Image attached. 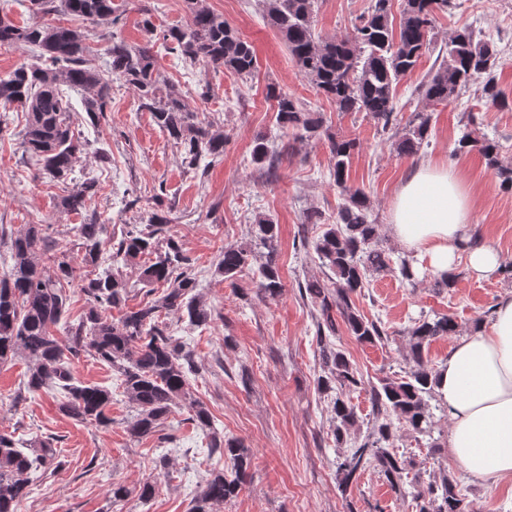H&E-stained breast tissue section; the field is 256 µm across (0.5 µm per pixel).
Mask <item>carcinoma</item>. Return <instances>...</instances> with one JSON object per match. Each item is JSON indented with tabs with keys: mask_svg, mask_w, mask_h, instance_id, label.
<instances>
[{
	"mask_svg": "<svg viewBox=\"0 0 512 512\" xmlns=\"http://www.w3.org/2000/svg\"><path fill=\"white\" fill-rule=\"evenodd\" d=\"M25 1L36 16L32 23L18 25L7 14L0 15V45L22 46L33 55L0 76V107L26 112L21 147L27 163L52 181L73 180L75 164L88 142L80 140L72 127L70 94H83L84 112L91 123H100L111 111L107 72L134 91L140 108L151 113L159 129L182 149L189 168L197 169L202 162L224 155V132L199 119L198 113L187 108L177 86L159 76L161 48L176 53L186 68L223 67L242 77L253 74L251 44L203 0H188L191 17L183 26L158 33L151 18H144L149 38L143 44L131 45L115 33L110 35L105 72L84 30L49 22L45 16L63 13L93 26L112 25L118 20L115 0H14ZM261 2L265 18L281 35L291 61L318 93L331 99L339 112L371 116L382 132L395 138L398 155H418L430 135L432 113L416 111L405 127H399L394 90L435 49L434 12L448 8L449 0H405L397 28L390 21V0H372L352 30L330 37L315 32L317 0ZM440 57L419 87L427 104L448 103L482 77L484 97L501 108L509 106L493 75L499 51L481 31L470 25L456 30L444 41ZM268 96L274 101L279 127L293 130L300 141H327L342 199L336 222L325 225L313 242L321 267L330 274L303 286L313 308L319 348L317 390L330 397L334 442L345 449L336 456L339 488L346 491L365 471L376 469L396 495L409 500L411 512H469L455 479L443 475L426 481L419 473L409 476L412 460L395 446L397 432L403 429L433 452L441 447L434 437V411L444 414L446 409L437 403V371L426 354L432 342L456 336L462 327L448 315L431 318L422 314L412 321L405 332L406 376H385L371 385L372 418L366 431L360 432L349 394L362 385V377L332 338L342 323L360 343L383 342L386 330L360 313L354 296L374 273L396 272L401 281L413 286L419 281V271L409 257L395 259L384 249L370 197L349 184L357 141L337 138L322 116L292 95L271 86ZM458 147L477 151L497 170L501 187L512 190V166L501 163L494 141L465 132ZM251 156L268 172L276 171L279 152L265 137L255 138ZM98 192L97 180L87 177L59 202L62 211L84 217V223L75 228L81 263L98 266L105 250L114 266L146 256L149 264L142 269L140 282L161 288L162 294L114 322L109 312L121 307L127 297V284L119 274L108 269L93 276L78 274L71 250L46 235V224H22L17 229L1 226L0 243L7 242L8 257L0 254V260L8 259L10 264L0 275V365L24 358V392L58 387L65 393L60 412L79 422L106 426L112 423L106 414L112 392L75 381L70 365L82 355L107 364L119 374L123 394L136 406V414L125 424L132 440L158 432L171 408L184 403L192 421L209 431L211 451L231 461L230 471L211 474L194 497L190 512H220L224 502L238 496L248 477V449L238 440L224 438L213 427L208 408L192 397L189 376L198 372L194 353L170 333L165 322V316L173 314L197 327L209 323L212 309L197 292L198 272L178 241L167 234L170 220L162 211L161 195L152 196L147 219L132 225L120 238L108 240L104 238L106 225L98 222L93 209ZM45 254L52 262L50 270L44 265ZM255 265L256 296L276 298L283 288L278 227L267 215L255 218L249 242L224 247L214 275L232 282ZM74 283L86 297L88 308L78 323L66 325L67 339L60 341L53 329L66 318L70 301L66 287ZM53 460L62 465L49 441L35 436L23 449L13 435L0 432V512H16L17 503L28 494L31 473Z\"/></svg>",
	"mask_w": 512,
	"mask_h": 512,
	"instance_id": "cac0c4a2",
	"label": "carcinoma"
}]
</instances>
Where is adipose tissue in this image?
Masks as SVG:
<instances>
[{
  "label": "adipose tissue",
  "mask_w": 512,
  "mask_h": 512,
  "mask_svg": "<svg viewBox=\"0 0 512 512\" xmlns=\"http://www.w3.org/2000/svg\"><path fill=\"white\" fill-rule=\"evenodd\" d=\"M472 194L451 168L416 167L395 192L386 231L434 274L464 264L476 279L505 265L489 245L467 248ZM437 397L448 410L447 448L472 476L512 481V294L499 299L489 328L458 337L439 364Z\"/></svg>",
  "instance_id": "obj_1"
}]
</instances>
